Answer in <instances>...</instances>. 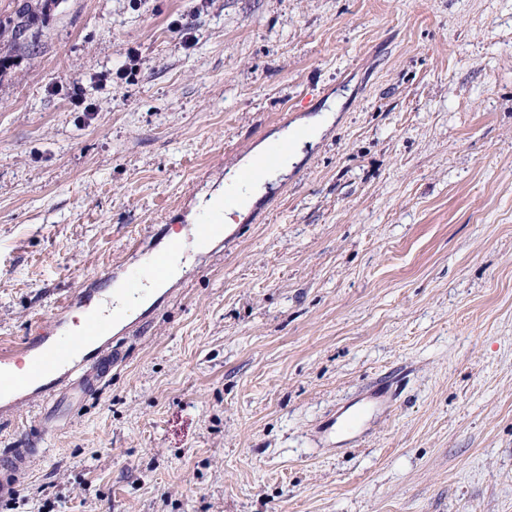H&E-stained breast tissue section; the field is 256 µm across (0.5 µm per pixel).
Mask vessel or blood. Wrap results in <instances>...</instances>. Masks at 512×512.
<instances>
[{
  "mask_svg": "<svg viewBox=\"0 0 512 512\" xmlns=\"http://www.w3.org/2000/svg\"><path fill=\"white\" fill-rule=\"evenodd\" d=\"M287 149L284 143L274 145L254 167L241 172V179H259ZM180 250V241H171L165 251L154 255L147 268L128 277L127 291L140 292L149 281L163 277ZM93 295L89 288L81 296L60 302L54 313L56 324L68 321L74 309L89 307ZM114 327V321L96 313L87 321L80 344H62L59 337L44 331L25 346L1 350L0 411L10 412L19 400L32 395L57 404L69 395L83 393L95 378L106 375L122 360L120 352L112 347ZM40 454L37 448H17L0 457L1 501L16 498L21 474L29 470Z\"/></svg>",
  "mask_w": 512,
  "mask_h": 512,
  "instance_id": "vessel-or-blood-1",
  "label": "vessel or blood"
}]
</instances>
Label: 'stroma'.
<instances>
[{
	"mask_svg": "<svg viewBox=\"0 0 512 512\" xmlns=\"http://www.w3.org/2000/svg\"><path fill=\"white\" fill-rule=\"evenodd\" d=\"M0 348L180 238L0 512H512V0H0ZM112 82L94 87V73ZM94 112L75 111L74 84ZM340 101L204 252L201 198ZM389 380L392 412L330 424Z\"/></svg>",
	"mask_w": 512,
	"mask_h": 512,
	"instance_id": "35a3bbf8",
	"label": "stroma"
}]
</instances>
